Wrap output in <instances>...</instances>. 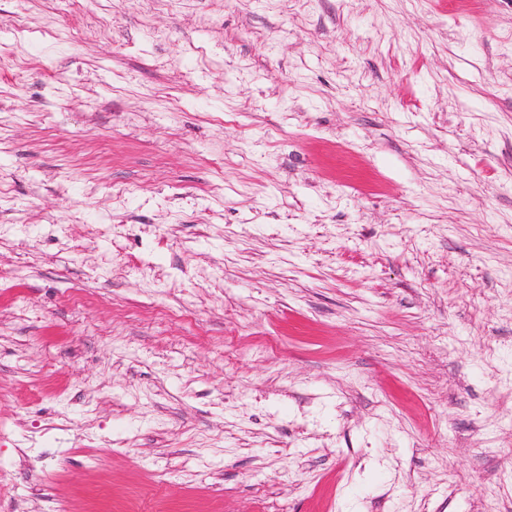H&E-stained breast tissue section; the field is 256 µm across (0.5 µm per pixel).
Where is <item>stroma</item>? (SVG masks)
Listing matches in <instances>:
<instances>
[{"instance_id":"obj_1","label":"stroma","mask_w":512,"mask_h":512,"mask_svg":"<svg viewBox=\"0 0 512 512\" xmlns=\"http://www.w3.org/2000/svg\"><path fill=\"white\" fill-rule=\"evenodd\" d=\"M0 512H512V0H0Z\"/></svg>"}]
</instances>
